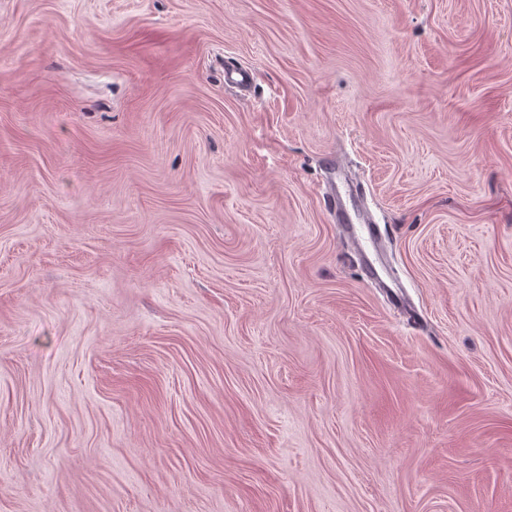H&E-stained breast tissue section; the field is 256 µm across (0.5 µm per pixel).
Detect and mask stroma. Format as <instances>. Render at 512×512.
Wrapping results in <instances>:
<instances>
[{
	"label": "stroma",
	"instance_id": "obj_1",
	"mask_svg": "<svg viewBox=\"0 0 512 512\" xmlns=\"http://www.w3.org/2000/svg\"><path fill=\"white\" fill-rule=\"evenodd\" d=\"M0 512H512V0H0Z\"/></svg>",
	"mask_w": 512,
	"mask_h": 512
}]
</instances>
